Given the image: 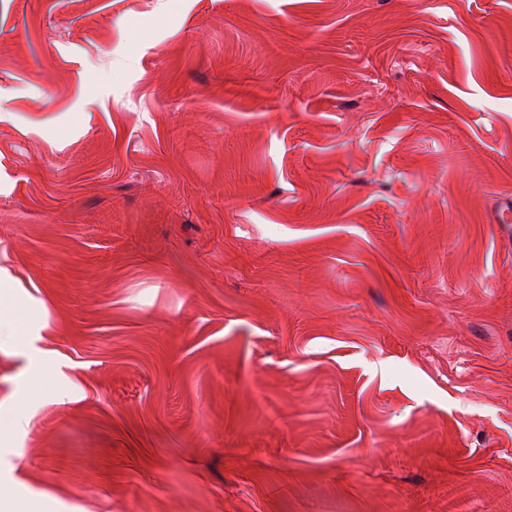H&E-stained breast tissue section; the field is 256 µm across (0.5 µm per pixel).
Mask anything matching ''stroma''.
<instances>
[{
  "instance_id": "obj_1",
  "label": "stroma",
  "mask_w": 512,
  "mask_h": 512,
  "mask_svg": "<svg viewBox=\"0 0 512 512\" xmlns=\"http://www.w3.org/2000/svg\"><path fill=\"white\" fill-rule=\"evenodd\" d=\"M507 204L512 0H0V483L512 512ZM34 315L9 278L0 277V349L29 350ZM27 377L30 390L21 396L6 412L12 427L22 424L30 398H45L55 391L54 374L42 353L29 352Z\"/></svg>"
}]
</instances>
